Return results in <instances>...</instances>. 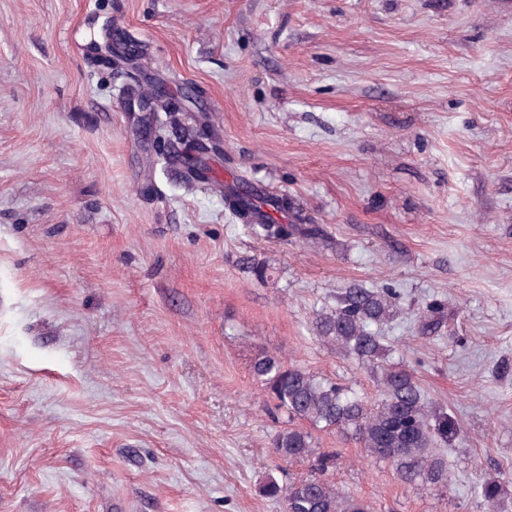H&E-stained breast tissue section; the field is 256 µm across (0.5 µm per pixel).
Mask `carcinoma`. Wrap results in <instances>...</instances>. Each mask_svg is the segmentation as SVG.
Returning a JSON list of instances; mask_svg holds the SVG:
<instances>
[{
  "label": "carcinoma",
  "instance_id": "carcinoma-1",
  "mask_svg": "<svg viewBox=\"0 0 512 512\" xmlns=\"http://www.w3.org/2000/svg\"><path fill=\"white\" fill-rule=\"evenodd\" d=\"M129 49L115 41L107 54L96 56L99 66L110 69L117 61L128 60ZM133 80L129 104L154 101V107L166 113L160 129V141L168 148L166 157L179 163L182 156L175 141L194 140L197 153L208 150L218 134L201 118L193 126L182 123L180 101L156 93L138 90ZM288 201L265 197L237 181L224 184V207L232 212L257 238L272 241L325 240L320 224L285 223L279 214ZM245 272L258 282L271 279L272 267L255 258L242 260ZM398 294L391 288H352L340 295L336 306L316 313L317 336L340 346L363 362L373 363L385 357L379 327L396 313ZM253 379L273 403L272 410L287 418L288 427L272 439L277 457L292 462L316 455L313 475L292 482L271 478L263 493L282 501L285 512H369L361 499L338 490L328 478L336 467V454L315 453L311 433L300 426L305 422L322 430H336L358 440L368 456L390 466L397 476L416 490L427 493L448 485V457L441 445L454 433L453 421L444 411L428 405L414 374L396 364L382 367L380 397L373 402L353 389L330 379L290 365L270 353H261L251 365ZM479 494L490 507L500 500L502 487L492 476L480 486Z\"/></svg>",
  "mask_w": 512,
  "mask_h": 512
}]
</instances>
